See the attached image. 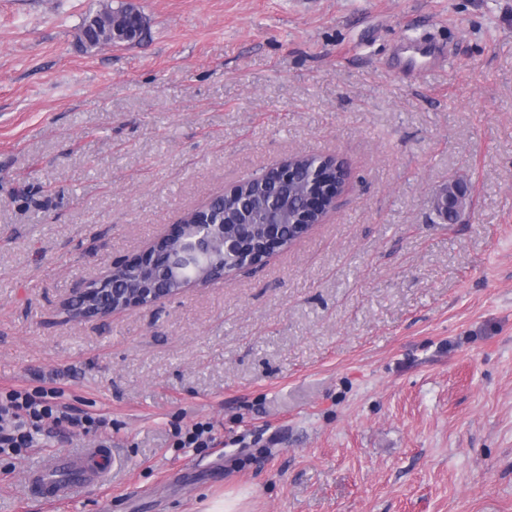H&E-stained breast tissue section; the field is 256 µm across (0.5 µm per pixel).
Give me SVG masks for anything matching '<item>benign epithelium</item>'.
<instances>
[{
    "mask_svg": "<svg viewBox=\"0 0 512 512\" xmlns=\"http://www.w3.org/2000/svg\"><path fill=\"white\" fill-rule=\"evenodd\" d=\"M261 182L270 187L282 203L279 209L259 214L249 205L228 214V223L236 225L231 233L224 232L223 224L211 223V218L197 224H175L143 254L113 263L132 274L128 286L117 288L108 276L92 281L76 292L66 303V309L75 320H91L109 315L116 310L142 307L177 295L188 288H198L213 280H222L231 270L224 267L222 258L229 252H238L256 231L263 232L266 253L282 245L281 227L288 214L290 200L303 196L305 209L301 224H307L310 215H318L326 204H336V182L315 184L303 179L299 170L281 162L261 175ZM467 191L454 194L442 191L436 197V211L442 221L448 214H459L467 206ZM180 282L181 288H164V281Z\"/></svg>",
    "mask_w": 512,
    "mask_h": 512,
    "instance_id": "benign-epithelium-1",
    "label": "benign epithelium"
}]
</instances>
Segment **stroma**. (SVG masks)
Instances as JSON below:
<instances>
[{"label": "stroma", "instance_id": "stroma-1", "mask_svg": "<svg viewBox=\"0 0 512 512\" xmlns=\"http://www.w3.org/2000/svg\"><path fill=\"white\" fill-rule=\"evenodd\" d=\"M132 5L139 40L88 47ZM344 162L266 263L76 321L114 261L297 154ZM467 187L442 223L437 192ZM110 429L0 459V512H512V0H0V388ZM214 427L202 449L175 430ZM108 487L26 494L99 442ZM132 10L128 8L114 10L111 5H107L104 9L95 13L98 16L97 27H94L92 24L87 25L92 15L86 17L82 26V35L86 43L91 47H97L102 44L131 43L135 41L140 36L139 31L130 29L122 31L114 29L115 36H113L112 41L113 25L117 28H123L131 20H134L137 26L142 27L140 19L130 17ZM40 478L41 480L43 479L42 474ZM42 482L48 488V492L43 493L42 498H46L49 502H72L79 498L80 482H63L58 484H48L43 480Z\"/></svg>", "mask_w": 512, "mask_h": 512}]
</instances>
